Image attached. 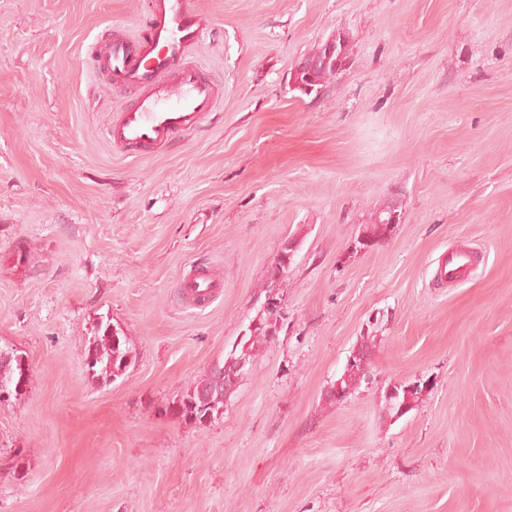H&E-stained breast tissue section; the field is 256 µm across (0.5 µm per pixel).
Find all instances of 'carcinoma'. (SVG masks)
Returning <instances> with one entry per match:
<instances>
[{
    "label": "carcinoma",
    "mask_w": 512,
    "mask_h": 512,
    "mask_svg": "<svg viewBox=\"0 0 512 512\" xmlns=\"http://www.w3.org/2000/svg\"><path fill=\"white\" fill-rule=\"evenodd\" d=\"M336 50L328 66L314 72L311 77L303 75L298 77L299 86L296 91L309 95L317 92L332 77L341 73L336 67V60H349L348 47L343 35L334 36ZM391 213V208L386 207L376 213L369 231L365 237L375 242L384 238L391 232V225L380 224L378 220ZM272 335V322L263 317L259 324L250 329L249 335L244 337L239 346L232 349L231 356L241 358L245 363L253 362L255 346ZM85 365L89 377L100 385H108L122 377L127 369L136 361L137 354L128 336L117 330L112 331V325L103 320L95 326L93 339L89 342L84 352ZM24 357L15 350L0 349V385L5 384L12 390V396L21 393L18 386H27L30 371L23 367ZM242 374L237 372L226 375L220 381L214 380L213 369H208L204 374L182 395L173 400L168 411L177 417L194 423L203 422L204 417L214 421L224 413V405L235 392ZM424 382L415 380L395 387L396 394L389 399L388 412L401 417L405 415L404 409H412L414 403L423 393Z\"/></svg>",
    "instance_id": "cac0c4a2"
}]
</instances>
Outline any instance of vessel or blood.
Wrapping results in <instances>:
<instances>
[{
  "mask_svg": "<svg viewBox=\"0 0 512 512\" xmlns=\"http://www.w3.org/2000/svg\"><path fill=\"white\" fill-rule=\"evenodd\" d=\"M205 20L191 0H152L146 37H114L104 52L115 80L137 89L134 102L118 112L108 135L132 152H146L204 122L216 103V89L187 57L203 40ZM472 259L468 252H449L441 270L448 280L462 279ZM198 300L217 288L203 267L185 281Z\"/></svg>",
  "mask_w": 512,
  "mask_h": 512,
  "instance_id": "vessel-or-blood-1",
  "label": "vessel or blood"
}]
</instances>
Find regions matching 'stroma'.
Here are the masks:
<instances>
[{
	"mask_svg": "<svg viewBox=\"0 0 512 512\" xmlns=\"http://www.w3.org/2000/svg\"><path fill=\"white\" fill-rule=\"evenodd\" d=\"M192 2L216 108L140 156L105 137L135 94L102 53L150 0H0V347L31 370L0 404V512H512V0ZM339 33L346 70L293 91ZM198 266L224 283L204 308ZM272 296L223 418L169 413ZM102 317L137 353L106 386ZM366 336L369 380L329 401ZM472 265V259L466 251H451L448 258L442 263L441 270L443 277L448 281H458L462 279L469 271ZM446 274V276L444 275ZM394 388L396 390V394L392 397H390L391 395H393L392 389H387L386 396L390 397V399L387 400V397L385 396V404L387 401L390 404V407L387 408L389 413L397 417H401L413 408L414 403L422 395L424 389V382H422L421 379H418L413 382L404 383L399 386H394ZM405 408L407 409L402 411Z\"/></svg>",
	"mask_w": 512,
	"mask_h": 512,
	"instance_id": "stroma-1",
	"label": "stroma"
}]
</instances>
